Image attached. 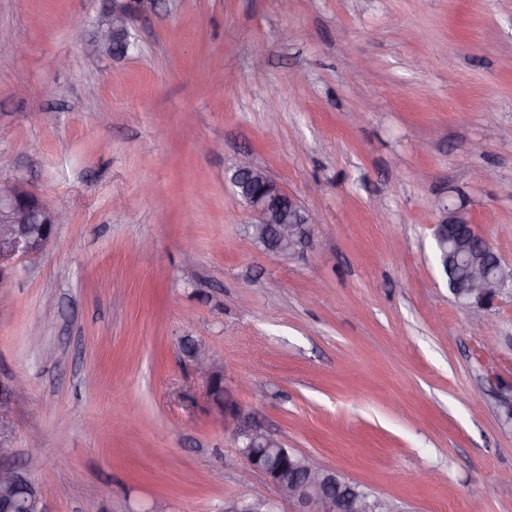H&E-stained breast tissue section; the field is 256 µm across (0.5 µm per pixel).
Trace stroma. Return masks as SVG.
I'll return each instance as SVG.
<instances>
[{"label":"stroma","mask_w":512,"mask_h":512,"mask_svg":"<svg viewBox=\"0 0 512 512\" xmlns=\"http://www.w3.org/2000/svg\"><path fill=\"white\" fill-rule=\"evenodd\" d=\"M101 8L0 0V178L69 216L0 282V464L40 460L46 512H291L192 341L396 512H512V293L459 308L433 238L451 200L512 263V0H161L122 57L75 36ZM242 164L318 211L307 252L249 238ZM189 352L197 373L207 382H209V384L215 381L219 375L217 364L206 350V348L199 344H194L191 346ZM220 383L221 382L219 380L213 382L210 386V390L212 391L218 389ZM276 504L262 495L243 499L224 506V512H276Z\"/></svg>","instance_id":"35a3bbf8"}]
</instances>
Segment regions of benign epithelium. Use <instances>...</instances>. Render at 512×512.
I'll list each match as a JSON object with an SVG mask.
<instances>
[{
  "label": "benign epithelium",
  "instance_id": "7a95c632",
  "mask_svg": "<svg viewBox=\"0 0 512 512\" xmlns=\"http://www.w3.org/2000/svg\"><path fill=\"white\" fill-rule=\"evenodd\" d=\"M156 0H106L103 22L97 25L89 50L99 53L127 54L132 45V18L156 8ZM239 170L266 191L245 200L254 221L252 231L263 243L274 239L267 251L290 257L304 253L313 240L315 214L297 203L267 172L255 166ZM443 219L435 225L439 263H444L448 225L469 223L461 205L442 206ZM66 212L49 207L40 196L12 181L0 182V275L3 265L20 257L36 262L52 239L55 227L66 221ZM471 250L479 258L470 263L466 281L458 285L456 303L473 310L490 305L506 288L512 287V266L504 264L482 236L472 241ZM197 373L211 383L218 378L217 364L201 345L190 348ZM224 425L231 428L239 455L261 472L278 490L292 512H376L380 503L364 488L336 476L313 459L298 454L268 435L250 413L234 400L218 403ZM37 464L23 470L0 465V512H44L42 496L32 479ZM224 512H276V504L257 495L231 503Z\"/></svg>",
  "mask_w": 512,
  "mask_h": 512
}]
</instances>
